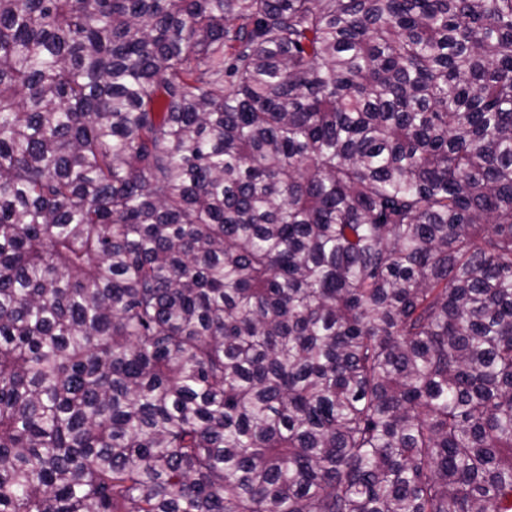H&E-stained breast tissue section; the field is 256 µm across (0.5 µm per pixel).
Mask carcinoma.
Instances as JSON below:
<instances>
[{
    "instance_id": "1",
    "label": "carcinoma",
    "mask_w": 512,
    "mask_h": 512,
    "mask_svg": "<svg viewBox=\"0 0 512 512\" xmlns=\"http://www.w3.org/2000/svg\"><path fill=\"white\" fill-rule=\"evenodd\" d=\"M0 512H512V0H0Z\"/></svg>"
}]
</instances>
